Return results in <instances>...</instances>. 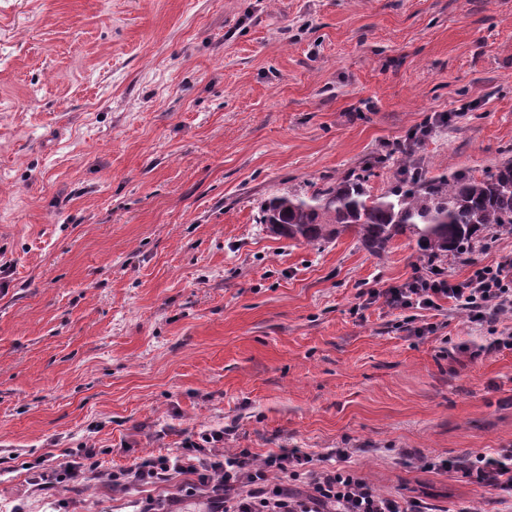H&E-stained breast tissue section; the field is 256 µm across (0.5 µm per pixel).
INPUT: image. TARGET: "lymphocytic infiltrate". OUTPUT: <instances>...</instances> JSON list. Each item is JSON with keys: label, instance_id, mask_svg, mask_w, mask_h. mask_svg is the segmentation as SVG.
Returning <instances> with one entry per match:
<instances>
[{"label": "lymphocytic infiltrate", "instance_id": "1", "mask_svg": "<svg viewBox=\"0 0 512 512\" xmlns=\"http://www.w3.org/2000/svg\"><path fill=\"white\" fill-rule=\"evenodd\" d=\"M443 298L458 303L474 324L491 326L511 318L512 259L480 265L461 281L440 273L431 277L416 274L402 284L372 288L366 293L367 303L381 300L403 310L430 309ZM223 444V430H212L200 439L185 440L177 452L109 473L100 468L101 449L86 444L66 457L42 459L36 470L29 472L27 483L32 490L42 491L103 478L113 488L125 489L161 484L172 473L189 472L200 476L202 482L215 481L223 486V494L213 503L215 512H433L423 500L403 502L374 491L361 474L343 465L308 472L307 491L294 496L288 492V481L305 470L310 462L307 453L284 448L250 466L246 463L248 449L227 450ZM460 470L478 485L512 491V448L477 457Z\"/></svg>", "mask_w": 512, "mask_h": 512}]
</instances>
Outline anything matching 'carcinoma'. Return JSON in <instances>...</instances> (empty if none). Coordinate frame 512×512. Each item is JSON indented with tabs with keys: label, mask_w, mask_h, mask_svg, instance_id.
Listing matches in <instances>:
<instances>
[{
	"label": "carcinoma",
	"mask_w": 512,
	"mask_h": 512,
	"mask_svg": "<svg viewBox=\"0 0 512 512\" xmlns=\"http://www.w3.org/2000/svg\"><path fill=\"white\" fill-rule=\"evenodd\" d=\"M395 184L379 196L354 170L326 182L310 196L284 191L264 200L257 221L273 234L308 244L354 233L372 252L386 251L409 235L431 270L450 253L473 249L479 233L512 232V160L481 177H427L410 152L397 160Z\"/></svg>",
	"instance_id": "cac0c4a2"
}]
</instances>
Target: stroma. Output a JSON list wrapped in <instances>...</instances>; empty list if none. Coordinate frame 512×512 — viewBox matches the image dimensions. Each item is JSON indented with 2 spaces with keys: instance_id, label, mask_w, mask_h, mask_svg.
<instances>
[{
  "instance_id": "35a3bbf8",
  "label": "stroma",
  "mask_w": 512,
  "mask_h": 512,
  "mask_svg": "<svg viewBox=\"0 0 512 512\" xmlns=\"http://www.w3.org/2000/svg\"><path fill=\"white\" fill-rule=\"evenodd\" d=\"M427 175L512 159V0H0V512H142L196 476L81 495L30 491L28 464L79 444L117 470L223 429L253 461L313 469L346 448L382 494L436 512H512L453 464L512 446V350L450 299L360 295L427 265L408 236L307 244L260 201L367 169L398 145ZM512 257L491 232L441 270Z\"/></svg>"
}]
</instances>
